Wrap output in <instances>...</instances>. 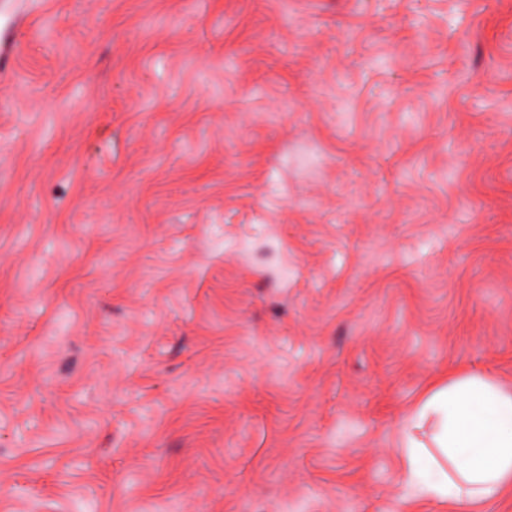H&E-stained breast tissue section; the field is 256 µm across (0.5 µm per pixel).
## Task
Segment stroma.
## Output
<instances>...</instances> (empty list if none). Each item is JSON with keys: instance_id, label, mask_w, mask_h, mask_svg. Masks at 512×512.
<instances>
[{"instance_id": "obj_1", "label": "stroma", "mask_w": 512, "mask_h": 512, "mask_svg": "<svg viewBox=\"0 0 512 512\" xmlns=\"http://www.w3.org/2000/svg\"><path fill=\"white\" fill-rule=\"evenodd\" d=\"M0 512L403 498L512 385V0H0ZM401 431L407 495L416 491L475 511L512 487V386L495 375H448L427 390Z\"/></svg>"}]
</instances>
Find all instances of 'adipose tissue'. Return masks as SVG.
<instances>
[{
    "mask_svg": "<svg viewBox=\"0 0 512 512\" xmlns=\"http://www.w3.org/2000/svg\"><path fill=\"white\" fill-rule=\"evenodd\" d=\"M404 492L469 512L512 487V386L467 371L432 385L401 424Z\"/></svg>",
    "mask_w": 512,
    "mask_h": 512,
    "instance_id": "ef3b65f1",
    "label": "adipose tissue"
}]
</instances>
